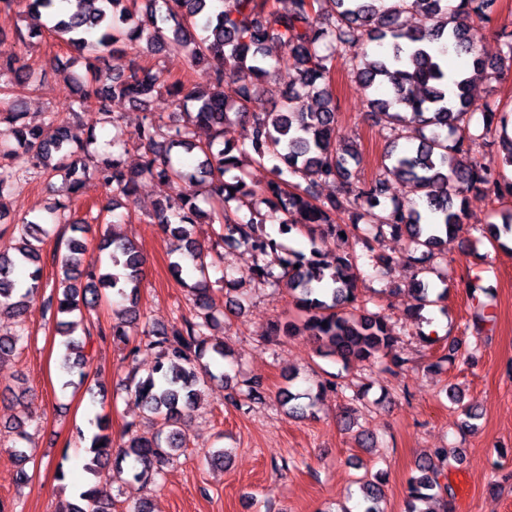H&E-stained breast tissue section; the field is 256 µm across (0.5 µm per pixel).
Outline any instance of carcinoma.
Wrapping results in <instances>:
<instances>
[{"label":"carcinoma","instance_id":"carcinoma-1","mask_svg":"<svg viewBox=\"0 0 512 512\" xmlns=\"http://www.w3.org/2000/svg\"><path fill=\"white\" fill-rule=\"evenodd\" d=\"M58 0H0V9L26 8V31L12 38L0 33V219L3 199L28 183L32 176H59L68 184L70 196L50 209L51 220L68 224L72 232L66 253L57 261L47 310L61 341L60 363L69 380L84 382L89 358L85 353L90 331L76 336L75 314L95 309L102 292L111 289L126 306L114 312L109 336L128 345L140 317L137 299L143 280L144 258L139 247L117 235H103L97 245L106 261L91 256L79 234L86 226L68 216L74 198L89 176L112 190L130 196L139 183L151 179L165 192L155 214L175 256L171 269L178 282L193 293V311L180 315L181 324L165 325L144 321L140 342L125 356L129 371L126 388L158 425L145 438L128 427L125 440L112 448L109 422L97 414L89 420L93 429L85 447L83 468L94 476L109 461L117 475L147 484L156 481L164 468L187 447L185 427L201 388L209 381H225L210 364L223 361L224 343L210 341L208 331L218 322L211 296L210 270L221 267L223 255L212 254L195 237L202 219L218 225L215 236L222 242L243 245L254 257L251 280L286 287L303 312L301 324H288L274 332L291 336L304 333L343 364L391 358L395 331L385 316L362 309L348 311L357 302L353 256L332 258L324 251L329 241L353 239L373 251L359 234V223L367 218L390 230L405 234L416 248L439 251L463 224L466 194L482 191L500 200L512 196V181L485 168L479 145L494 124L506 126L509 114L498 107L476 104L470 95L474 78L500 75L512 69V38L506 52L492 62L486 60L468 38L467 20L486 17L490 0H459V20L448 26L445 0H289L288 8L278 0H77L87 8L73 15L56 11ZM422 12L431 24L406 28L401 22L408 12ZM49 32L68 45L89 75L70 111L94 112L104 123L119 128L112 114V100L127 99L145 111L136 131L140 162L130 167L124 155L127 141L112 137V152L93 155L88 146L97 140L95 127L86 142L71 145L68 118L49 112L38 124L27 121L19 111L14 89L34 90L54 70L21 62L15 48ZM362 42L374 44L372 57L359 58L353 48ZM288 48L286 63L297 73V82L275 91V110L251 113L247 105L259 81L268 78L276 49ZM140 49L149 54L171 51L184 56L188 68L213 61L209 87L191 86L181 79L165 80L147 64L133 62L128 70L110 67L109 58ZM348 63V73L373 98L371 113L388 119L391 146L378 172L369 180L349 182L348 164L353 152L336 142L337 107L332 86L335 57ZM166 91L179 119L164 120L147 111L160 91ZM235 122L243 130L239 144L224 143V125ZM411 129L407 144L398 145L399 131ZM29 154L31 170L20 173L6 163L13 146ZM204 156L193 170L174 162L179 150ZM274 160L272 178L255 190L246 183L243 166ZM410 189V197L388 199L391 179ZM321 182L338 183L340 196L322 201L313 191ZM206 194L209 210L198 203ZM248 214H241L242 207ZM280 214L279 233L320 231L311 238L310 255L288 250L265 230V224ZM15 245L0 251V312L24 316L30 298L43 284L42 245L46 230L41 220L22 219L11 225ZM275 254L282 276L274 275L266 257ZM327 326H322V322ZM25 341V328L0 334V362L16 356ZM156 352L151 372L138 376L136 364L141 347ZM349 385L335 374L320 383L318 395L327 391L346 395ZM266 397L259 379L250 381L242 394L230 397L239 410ZM301 395L291 391L281 404L294 418L308 416L310 406L299 403ZM18 462V480L29 481L25 469L30 458L25 447L13 448ZM447 449L438 448L434 457L418 464V474L408 481L406 512H454V494L446 483L441 463ZM386 476L377 473L359 482L361 512H385ZM59 512H116L112 494L100 482L80 494V502Z\"/></svg>","mask_w":512,"mask_h":512}]
</instances>
